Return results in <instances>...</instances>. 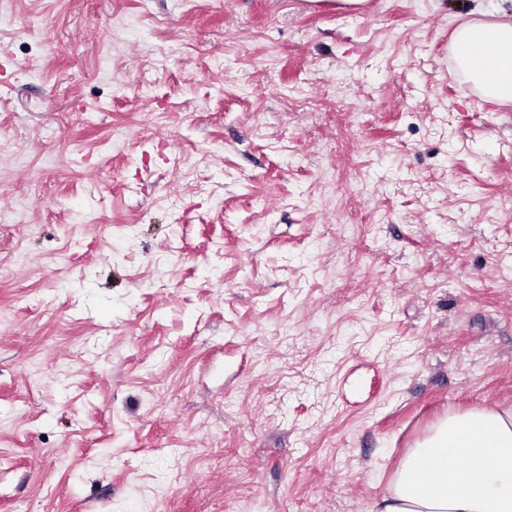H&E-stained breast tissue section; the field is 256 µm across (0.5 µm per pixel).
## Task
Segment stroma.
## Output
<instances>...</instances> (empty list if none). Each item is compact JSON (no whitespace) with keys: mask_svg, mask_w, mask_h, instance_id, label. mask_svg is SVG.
I'll use <instances>...</instances> for the list:
<instances>
[{"mask_svg":"<svg viewBox=\"0 0 512 512\" xmlns=\"http://www.w3.org/2000/svg\"><path fill=\"white\" fill-rule=\"evenodd\" d=\"M512 0H0V512H370L512 408ZM453 46L457 64L488 102H512V13L461 25Z\"/></svg>","mask_w":512,"mask_h":512,"instance_id":"35a3bbf8","label":"stroma"}]
</instances>
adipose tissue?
I'll return each mask as SVG.
<instances>
[{
  "mask_svg": "<svg viewBox=\"0 0 512 512\" xmlns=\"http://www.w3.org/2000/svg\"><path fill=\"white\" fill-rule=\"evenodd\" d=\"M453 46L487 101L512 102V14L461 25ZM375 512H512V410L441 421L408 450Z\"/></svg>",
  "mask_w": 512,
  "mask_h": 512,
  "instance_id": "ef3b65f1",
  "label": "adipose tissue"
}]
</instances>
